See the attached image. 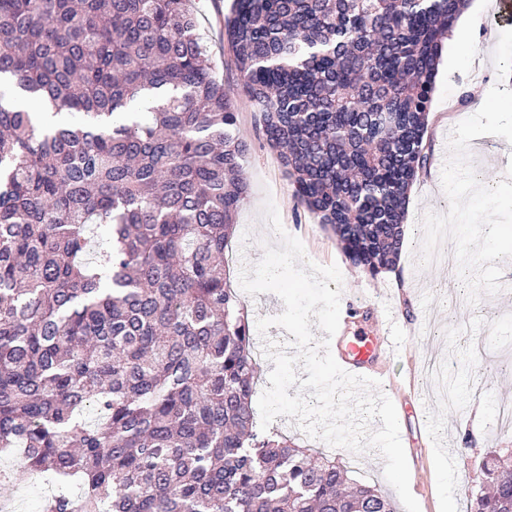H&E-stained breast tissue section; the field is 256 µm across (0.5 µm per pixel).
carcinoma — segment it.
Masks as SVG:
<instances>
[{
    "mask_svg": "<svg viewBox=\"0 0 512 512\" xmlns=\"http://www.w3.org/2000/svg\"><path fill=\"white\" fill-rule=\"evenodd\" d=\"M189 2L0 0V457L63 487L43 512H394L256 426L228 262L248 148ZM464 4L235 0L226 21L297 203L372 275L399 260ZM482 471L468 512H512V467Z\"/></svg>",
    "mask_w": 512,
    "mask_h": 512,
    "instance_id": "obj_1",
    "label": "carcinoma"
}]
</instances>
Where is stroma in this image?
I'll return each instance as SVG.
<instances>
[{
    "label": "stroma",
    "instance_id": "obj_1",
    "mask_svg": "<svg viewBox=\"0 0 512 512\" xmlns=\"http://www.w3.org/2000/svg\"><path fill=\"white\" fill-rule=\"evenodd\" d=\"M232 3L192 0L215 72L233 95L237 133L249 145L244 162L248 191L236 219L231 272L239 274L242 267L262 258L264 244H279L263 214L265 201H273L284 229L302 241L307 258L322 266L339 267L343 275L341 304L352 309L349 327L378 326L396 336L414 355L415 386L426 401V416L437 424L438 447L423 457L411 492L421 512H466L470 495L479 485V461L487 453L512 448V427L499 424L496 414L500 402H512V270L503 271L499 293L468 305L462 289L450 287L448 273L433 264L421 266V220L427 213L448 210L441 171L449 155L450 134L456 124L480 109L488 91L499 81L493 53L500 31L494 27L477 29L481 51L469 59L453 47L445 48L426 137L429 160L410 192L407 220L411 229L405 254L396 277H373L352 265L332 231L297 205L278 153L267 143L259 115L242 90L241 73L224 34ZM468 155L480 182L491 186L505 178L512 163V144L500 137H477L472 139ZM433 360L454 361L461 386L468 391L482 390V419H474L471 408L459 410L448 405L430 386L426 368ZM271 427L296 438L301 446L325 448L327 454L346 464L353 480L389 490L383 476L384 460L378 452L355 454L324 446L322 440L305 435L295 419L287 416L277 417ZM464 429L477 436L478 442L461 452L457 446ZM449 458L454 460V467L438 474L437 463Z\"/></svg>",
    "mask_w": 512,
    "mask_h": 512
}]
</instances>
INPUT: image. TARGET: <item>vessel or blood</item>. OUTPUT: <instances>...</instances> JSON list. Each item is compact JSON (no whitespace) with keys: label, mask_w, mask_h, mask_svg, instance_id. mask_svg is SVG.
<instances>
[{"label":"vessel or blood","mask_w":512,"mask_h":512,"mask_svg":"<svg viewBox=\"0 0 512 512\" xmlns=\"http://www.w3.org/2000/svg\"><path fill=\"white\" fill-rule=\"evenodd\" d=\"M336 358L349 373L367 377L382 374L396 358L395 343L391 336H377L370 331L354 336L340 331L336 334Z\"/></svg>","instance_id":"1"}]
</instances>
